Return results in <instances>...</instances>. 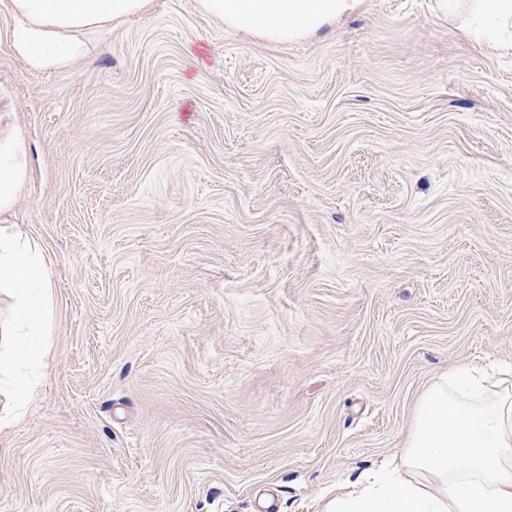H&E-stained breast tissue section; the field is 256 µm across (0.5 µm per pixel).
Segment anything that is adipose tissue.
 Masks as SVG:
<instances>
[{"label": "adipose tissue", "instance_id": "obj_1", "mask_svg": "<svg viewBox=\"0 0 512 512\" xmlns=\"http://www.w3.org/2000/svg\"><path fill=\"white\" fill-rule=\"evenodd\" d=\"M363 0H199L203 13L246 37L295 41L358 11ZM150 0H10L25 21L16 48L30 67L67 64L79 51L72 32L123 21ZM436 12H467L475 41L512 52V0H434ZM28 178L26 144L15 124H0V425L20 422L39 394L31 336L48 335L54 293L38 242L12 224ZM467 369L441 376L416 399L399 462L371 469L336 490L324 512H512V389L489 392Z\"/></svg>", "mask_w": 512, "mask_h": 512}]
</instances>
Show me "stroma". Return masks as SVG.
<instances>
[{"mask_svg": "<svg viewBox=\"0 0 512 512\" xmlns=\"http://www.w3.org/2000/svg\"><path fill=\"white\" fill-rule=\"evenodd\" d=\"M17 24L11 221L55 301L0 512H322L442 374L512 365V54L462 18L364 0L274 43L153 0L52 71Z\"/></svg>", "mask_w": 512, "mask_h": 512, "instance_id": "35a3bbf8", "label": "stroma"}]
</instances>
